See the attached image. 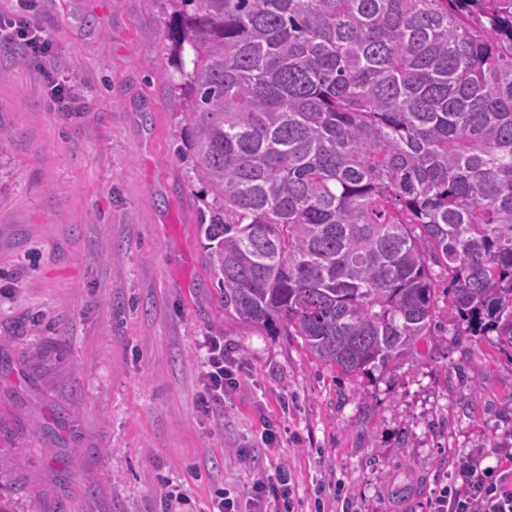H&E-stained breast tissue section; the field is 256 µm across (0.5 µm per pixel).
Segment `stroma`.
<instances>
[{
	"label": "stroma",
	"instance_id": "1",
	"mask_svg": "<svg viewBox=\"0 0 512 512\" xmlns=\"http://www.w3.org/2000/svg\"><path fill=\"white\" fill-rule=\"evenodd\" d=\"M0 18L53 43L47 62L0 42V425L33 484L19 512H205L219 489L252 512L280 465L294 512H432L466 457L512 453V356L453 336L447 302L412 358L352 377L225 315L161 0H0ZM47 63L78 111L52 102ZM206 336L242 364L207 412Z\"/></svg>",
	"mask_w": 512,
	"mask_h": 512
}]
</instances>
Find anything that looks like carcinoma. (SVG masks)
Listing matches in <instances>:
<instances>
[{
  "instance_id": "cac0c4a2",
  "label": "carcinoma",
  "mask_w": 512,
  "mask_h": 512,
  "mask_svg": "<svg viewBox=\"0 0 512 512\" xmlns=\"http://www.w3.org/2000/svg\"><path fill=\"white\" fill-rule=\"evenodd\" d=\"M165 6L224 313L346 376L409 358L442 296L512 351V0ZM8 485L0 450V512Z\"/></svg>"
}]
</instances>
